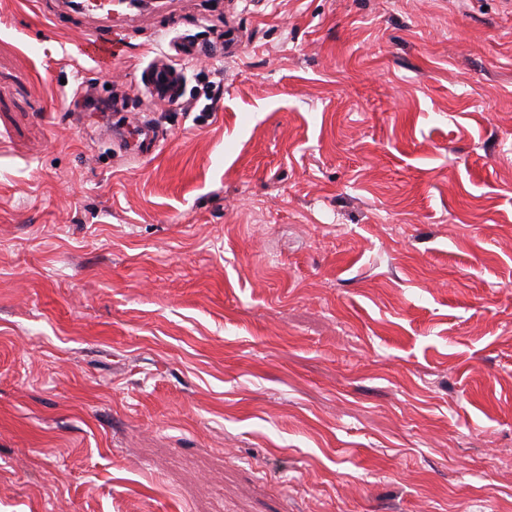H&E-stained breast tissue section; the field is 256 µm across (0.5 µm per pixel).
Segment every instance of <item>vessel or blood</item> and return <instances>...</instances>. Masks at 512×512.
<instances>
[{
    "label": "vessel or blood",
    "instance_id": "1",
    "mask_svg": "<svg viewBox=\"0 0 512 512\" xmlns=\"http://www.w3.org/2000/svg\"><path fill=\"white\" fill-rule=\"evenodd\" d=\"M146 0H53V19L80 18L84 21L81 55L99 69L108 70L112 60L127 44L129 26L143 14ZM189 45L176 46L174 54L155 57L148 65L147 89L159 102L177 98L184 72L175 61L190 55Z\"/></svg>",
    "mask_w": 512,
    "mask_h": 512
}]
</instances>
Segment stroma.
I'll use <instances>...</instances> for the list:
<instances>
[{"mask_svg": "<svg viewBox=\"0 0 512 512\" xmlns=\"http://www.w3.org/2000/svg\"><path fill=\"white\" fill-rule=\"evenodd\" d=\"M180 8L106 74L0 0V512H512V10ZM176 55L155 57L146 68L148 70L147 89L157 101L169 103L178 99L184 71L175 65L176 57L189 56L192 48L187 44L174 47Z\"/></svg>", "mask_w": 512, "mask_h": 512, "instance_id": "35a3bbf8", "label": "stroma"}]
</instances>
